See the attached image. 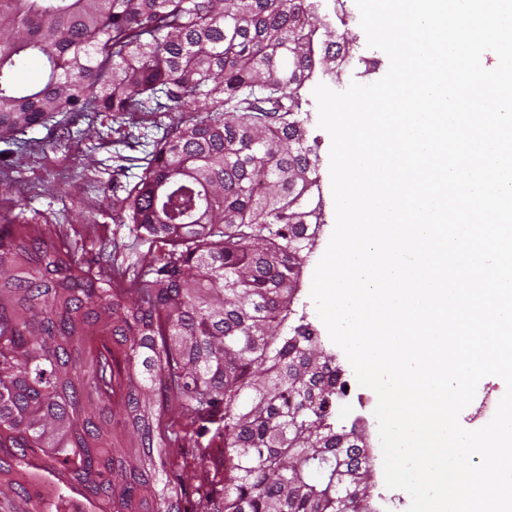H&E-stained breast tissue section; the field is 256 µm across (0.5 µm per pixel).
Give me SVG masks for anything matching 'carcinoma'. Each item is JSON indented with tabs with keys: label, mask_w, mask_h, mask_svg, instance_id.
Wrapping results in <instances>:
<instances>
[{
	"label": "carcinoma",
	"mask_w": 512,
	"mask_h": 512,
	"mask_svg": "<svg viewBox=\"0 0 512 512\" xmlns=\"http://www.w3.org/2000/svg\"><path fill=\"white\" fill-rule=\"evenodd\" d=\"M354 56L315 0H0V142L174 114L124 196L103 188L143 255L91 264L47 224L0 226V512H182L173 454L217 441L192 512H376L347 492L372 461L344 370L294 309L324 224L302 92Z\"/></svg>",
	"instance_id": "obj_1"
}]
</instances>
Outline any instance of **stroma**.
<instances>
[{
	"mask_svg": "<svg viewBox=\"0 0 512 512\" xmlns=\"http://www.w3.org/2000/svg\"><path fill=\"white\" fill-rule=\"evenodd\" d=\"M344 8L346 28L357 41V57L348 63L340 79L317 75L302 95V109L308 114V143L320 159L325 223L304 266L297 308L305 312L328 348L333 342L310 297L315 268L335 226L330 177L331 137L319 125L314 89L321 83L337 92L346 90L353 82L371 84L381 79L389 68L386 53L369 47L355 0H346ZM153 133L146 120L119 127L108 112H72L67 116L66 128L34 127L30 132L31 145L9 149L0 142V214L21 224L48 222L61 240L83 244V256L88 261L96 259L102 246L108 247L119 261L144 252V245L129 226L113 223L111 215L105 213L101 189L136 182L140 173L136 159L142 154L143 142L151 139ZM336 357L346 365L344 351H337ZM344 378L347 395L343 403L350 407L351 419L365 428L370 456L380 460L381 445L374 416L377 396L372 389L358 383L353 368L347 365Z\"/></svg>",
	"mask_w": 512,
	"mask_h": 512,
	"instance_id": "35a3bbf8",
	"label": "stroma"
}]
</instances>
